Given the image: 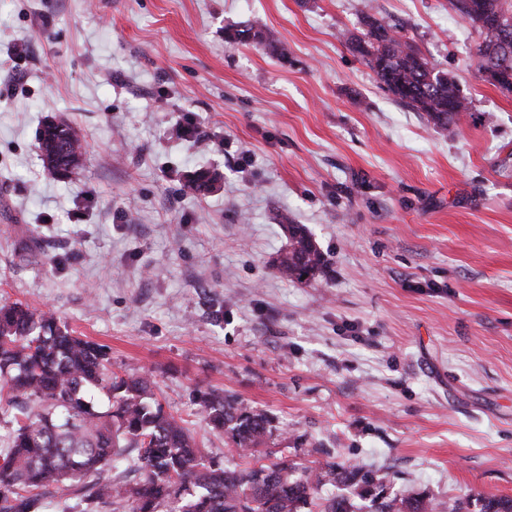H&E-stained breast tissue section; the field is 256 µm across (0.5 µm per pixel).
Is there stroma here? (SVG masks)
<instances>
[{"mask_svg": "<svg viewBox=\"0 0 512 512\" xmlns=\"http://www.w3.org/2000/svg\"><path fill=\"white\" fill-rule=\"evenodd\" d=\"M368 14L456 82L455 134L339 40ZM250 20L262 40L227 42ZM478 39L450 0H0V300L153 369L221 464L354 463L465 512L512 498V93ZM59 119L88 160L44 181ZM199 169L221 179L186 195ZM285 217L316 281L272 268ZM198 388L264 411L265 448L231 451Z\"/></svg>", "mask_w": 512, "mask_h": 512, "instance_id": "1", "label": "stroma"}]
</instances>
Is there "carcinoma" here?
I'll return each instance as SVG.
<instances>
[{"label": "carcinoma", "instance_id": "1", "mask_svg": "<svg viewBox=\"0 0 512 512\" xmlns=\"http://www.w3.org/2000/svg\"><path fill=\"white\" fill-rule=\"evenodd\" d=\"M478 27L477 63L508 59L499 89L512 92V40L478 24L492 18L512 29V0H451ZM361 35L341 33L345 46L362 58L397 102L426 116L434 128L454 133L469 101L456 83L441 79L429 62L390 25L367 15ZM261 38L256 23L227 34L232 43ZM43 176L66 178L82 167L83 145L65 121H51L38 137ZM220 174L196 172L187 189L211 192ZM288 246L273 264L280 276L316 280L326 267L322 252L302 224L285 225ZM155 373L112 371L110 348L80 336L55 314L20 302L0 303V512H356L355 500L369 495L374 473L334 463L299 467L284 459L240 468L206 458L180 419L156 398ZM103 393L102 406L93 393ZM198 412L233 448H258L272 432L267 415L218 390L197 395ZM139 482L111 475L129 453ZM330 484L339 494L314 500ZM463 501L395 496L375 502L374 512H462ZM483 512H512V498L489 496Z\"/></svg>", "mask_w": 512, "mask_h": 512}]
</instances>
